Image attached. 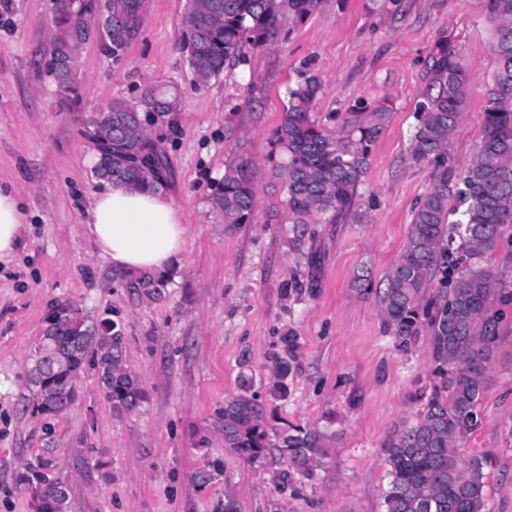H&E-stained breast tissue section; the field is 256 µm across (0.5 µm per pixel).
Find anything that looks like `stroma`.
I'll return each instance as SVG.
<instances>
[{
	"label": "stroma",
	"mask_w": 512,
	"mask_h": 512,
	"mask_svg": "<svg viewBox=\"0 0 512 512\" xmlns=\"http://www.w3.org/2000/svg\"><path fill=\"white\" fill-rule=\"evenodd\" d=\"M187 0H146L138 34L117 59L96 39L77 71L81 104L61 107L45 54L54 0H0V188L22 204L21 244L0 262V512H34L18 482L44 446L34 410L31 357L51 303L90 321L111 318L127 338L124 364L145 399L113 410L92 367L55 419L49 476L70 486L67 512H385L383 446L414 422L433 385L428 331L399 348L379 292L399 257L414 211L435 180L411 158L417 104L433 48L450 45L473 80L451 164L464 172L484 134L488 53L484 0H320L285 40L247 53L198 86L180 39ZM321 89L314 116L337 129L351 108L387 103L358 187L356 217L312 224L297 236L284 190L259 182L251 223L226 227L210 198L238 156L265 167L270 142L301 72ZM178 90L174 124L151 126L172 176L163 194L188 226L183 251L161 273L159 294L101 257L85 229L101 181L90 121L115 101L140 105L148 87ZM298 338L288 394H273L270 356L284 333ZM274 426L334 435L313 478L278 488L283 462L267 449L249 463L224 446L214 411L236 394L240 373ZM480 423L460 447L487 459L488 512H512V309L486 376ZM219 467L202 482L201 472Z\"/></svg>",
	"instance_id": "obj_1"
}]
</instances>
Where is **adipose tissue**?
<instances>
[{
    "label": "adipose tissue",
    "instance_id": "obj_1",
    "mask_svg": "<svg viewBox=\"0 0 512 512\" xmlns=\"http://www.w3.org/2000/svg\"><path fill=\"white\" fill-rule=\"evenodd\" d=\"M87 231L99 254L130 272H161L178 256L187 227L160 194L105 184L87 210ZM25 215L16 198L0 192V260L20 245Z\"/></svg>",
    "mask_w": 512,
    "mask_h": 512
}]
</instances>
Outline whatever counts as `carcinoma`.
<instances>
[{"instance_id":"cac0c4a2","label":"carcinoma","mask_w":512,"mask_h":512,"mask_svg":"<svg viewBox=\"0 0 512 512\" xmlns=\"http://www.w3.org/2000/svg\"><path fill=\"white\" fill-rule=\"evenodd\" d=\"M320 0H188L180 31L197 83L205 86L226 67L246 61V50L276 43L288 24L303 22ZM103 0H56L54 36L45 66L54 77L60 104L71 107L81 98L77 56L87 38L78 25L97 12ZM144 0H112V27L102 31L110 57L122 54L142 22ZM487 49L496 67L486 86L484 137L471 166L456 176L450 165L451 146L461 128L471 89L469 62L447 44L430 55L425 86L418 103L419 124L411 156L438 172L435 185L419 202L397 261L386 276L382 312L405 347L424 316L428 356L438 382L418 419L403 424L383 448L389 483L386 512H486L484 460L460 456L458 443L477 425L485 373L497 352L503 312L491 303L512 307V286L481 265L470 264L450 288L426 298L432 273L453 267L467 257L497 246L512 226V0H485ZM319 78L304 74L288 88V102L275 130L268 156L270 184L286 190L290 223L345 224L355 205L358 186L372 143L388 118L387 107L345 113L339 131L321 127L314 118ZM177 91H150L143 111L116 101L92 117L101 135L98 178L137 189L161 191L168 169L166 154L148 136L146 125L174 123L179 111ZM258 172L253 161L239 157L224 166V176L211 197L212 208L228 227L247 223L254 211ZM53 328L43 330L33 354L31 381L37 410L59 416L67 396L62 383L77 378L87 362L98 375L112 376V408L136 410L144 400L139 379L123 363L126 336L112 322V334L98 336V324L84 319L68 301L50 306ZM296 337L283 336L273 355L277 382L295 359ZM251 377L241 374V392L224 398L215 418L224 432V447L250 463L276 448L285 460L279 480L288 489L291 475L306 478L327 455L331 438L320 430L267 425L264 404L248 393ZM54 449L46 445L38 466L24 471L20 482L36 488L44 512H59L56 494L65 482L49 480L42 469L52 466Z\"/></svg>"}]
</instances>
